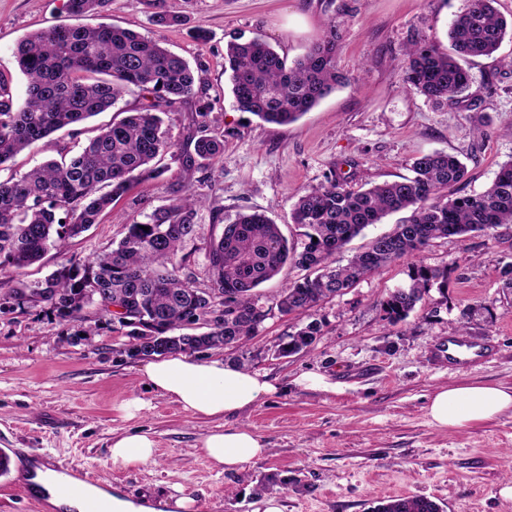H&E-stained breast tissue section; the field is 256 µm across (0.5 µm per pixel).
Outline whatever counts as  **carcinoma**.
I'll list each match as a JSON object with an SVG mask.
<instances>
[{"label": "carcinoma", "mask_w": 512, "mask_h": 512, "mask_svg": "<svg viewBox=\"0 0 512 512\" xmlns=\"http://www.w3.org/2000/svg\"><path fill=\"white\" fill-rule=\"evenodd\" d=\"M112 0H66L73 17L100 13ZM498 0H466L448 30L450 51L433 44H414L406 51L402 80L407 88L438 104H456L465 97L470 76L460 61L495 53L512 21L497 9ZM340 36L331 26L300 59L290 63L264 41L235 39L224 49L238 110L277 126L297 122L349 78L339 69ZM16 60L26 77L24 99L14 100L0 79V166L38 142L114 106L124 92L136 88L151 100L118 122L100 128L74 154L44 161L18 178L0 181V266L19 271L45 251L62 249L98 223L112 202L138 179L156 178L166 169L154 161L168 155L181 169H204L224 152V136L207 133L210 103L195 87L204 69L191 68L159 39L106 23L96 27L59 25L22 38ZM194 108V153L179 152L164 127V117L184 106ZM413 175L352 190L332 174L320 186L298 195L290 219L300 242L289 241L279 225L258 211L240 213L224 225L206 247L208 284L197 286L187 272L185 244L197 237L198 210L204 193L192 185L172 184V202L152 212L148 221L128 225L125 237L111 251L91 261L68 258L43 281L0 288V309L15 301L43 305L59 323L85 322L92 304L84 293L96 288L111 304L126 309L113 315L126 335L154 337L153 354L199 353L242 347L257 335L267 317L256 289L290 263L306 275L289 285L277 301L280 313L310 319L282 338L280 356L309 348L320 332L316 308L360 280L403 257L420 253L432 240L488 233L512 224V160L503 163L494 181L477 195L444 199L441 190L465 181L461 160L442 152L425 154L412 163ZM411 215L390 234L373 238L347 264L339 252L368 226L387 214ZM148 230L141 229V226ZM448 268L418 267L409 285L390 292L381 302L392 324L405 321L434 283L443 288ZM37 288L38 298L26 292ZM224 305V320L210 332H186L188 324ZM375 512H441L424 496L390 499Z\"/></svg>", "instance_id": "cac0c4a2"}]
</instances>
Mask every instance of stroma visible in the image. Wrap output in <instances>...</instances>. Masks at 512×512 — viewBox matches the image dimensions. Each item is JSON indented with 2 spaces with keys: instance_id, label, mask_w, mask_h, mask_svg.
Instances as JSON below:
<instances>
[{
  "instance_id": "1",
  "label": "stroma",
  "mask_w": 512,
  "mask_h": 512,
  "mask_svg": "<svg viewBox=\"0 0 512 512\" xmlns=\"http://www.w3.org/2000/svg\"><path fill=\"white\" fill-rule=\"evenodd\" d=\"M66 0H0V75L14 99L25 79L13 55L17 42L39 29L70 23ZM463 0H112L107 11L84 17L161 39L190 65H203L202 93L211 105L212 132L223 135L224 155L207 171L216 188L198 213L195 241L186 246L190 269L205 280V245L243 211H263L289 240L297 230L290 211L298 191L324 183L329 171L358 190L410 176L413 161L443 151L467 166L463 184L445 189L476 195L512 160V38L492 57L464 66L467 98L436 105L402 82L406 49L414 42L447 49V31ZM180 15L181 26L160 28L158 11ZM208 31L196 40L193 29ZM339 33L337 61L349 78L343 88L289 126L262 122L238 111L224 73V48L232 36L257 37L288 59L303 56L328 26ZM139 90L117 108L79 124L78 136L53 135L55 149L143 106ZM169 177L145 180L104 212L98 224L69 240L65 252L48 249L24 268L21 279L43 280L64 257L88 261L110 250L132 222L146 221L168 205ZM512 262V229L465 239L433 240L415 256L392 262L344 294L322 302L314 314L321 330L310 349L281 357L279 341L297 321L279 312L283 288L303 272L285 266L258 290L268 316L259 333L217 357L276 380L272 398L237 415L264 439L268 456L240 473H225L195 446L224 422L197 416L152 391L144 360L129 358L119 324L104 321L98 336L76 342L66 326L41 307L0 312V450L56 459L83 472L90 483H112L132 499L187 496L201 512H260L258 482L269 483L283 512H372L396 496L421 495L444 512H512L500 490L512 482V409L462 429H442L428 415L442 386L487 384L512 390V283L500 273ZM447 267L446 290L430 288L405 322L390 324L380 309L389 292L410 282L417 266ZM492 346L494 356L451 371L439 351L449 336ZM326 375L332 391L296 385L301 373ZM145 401L129 419L125 401ZM136 430L156 443L153 460L113 464L115 437Z\"/></svg>"
}]
</instances>
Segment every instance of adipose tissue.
<instances>
[{"instance_id":"obj_1","label":"adipose tissue","mask_w":512,"mask_h":512,"mask_svg":"<svg viewBox=\"0 0 512 512\" xmlns=\"http://www.w3.org/2000/svg\"><path fill=\"white\" fill-rule=\"evenodd\" d=\"M145 375L160 396L185 410L207 417H227L249 409L279 391L268 374L254 372L222 359L199 360L183 354L149 362ZM512 408V393L490 385H469L438 389L429 404L433 423L441 428H463L491 419ZM198 449L224 472H238L268 454L262 438L249 427L231 425L206 435ZM113 463L134 466L154 459L156 443L147 434L134 433L116 438L110 449ZM70 485L69 495L57 487ZM31 489L56 512H87L98 501L105 512H190L187 497L155 503L126 498L118 488L91 484L66 474L37 466Z\"/></svg>"}]
</instances>
